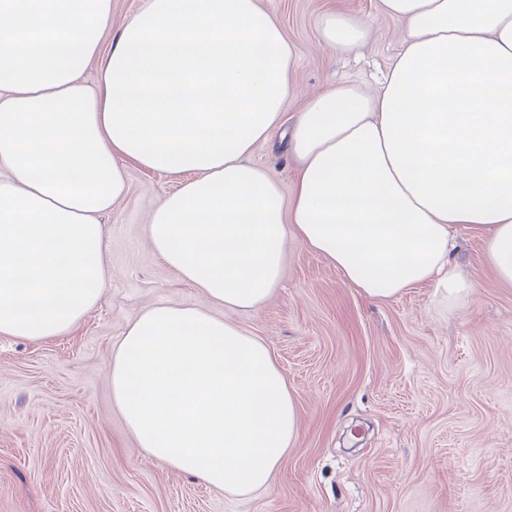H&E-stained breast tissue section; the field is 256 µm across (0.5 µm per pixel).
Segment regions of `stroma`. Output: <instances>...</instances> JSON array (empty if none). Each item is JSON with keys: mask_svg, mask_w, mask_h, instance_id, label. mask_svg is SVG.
<instances>
[{"mask_svg": "<svg viewBox=\"0 0 512 512\" xmlns=\"http://www.w3.org/2000/svg\"><path fill=\"white\" fill-rule=\"evenodd\" d=\"M296 48L295 95L349 82L376 92L403 30L380 0H342L369 22L349 54L315 25L328 0H259ZM253 161L291 186L281 134ZM128 191L103 222L108 280L68 335L0 336V512H512V285L496 279L480 237L461 231L453 260L477 283L453 309L430 285L369 300L297 241L257 310L213 304L152 251L147 211L176 176L128 162ZM183 303L262 340L282 370L300 432L269 488L231 495L138 448L112 404L108 364L146 308Z\"/></svg>", "mask_w": 512, "mask_h": 512, "instance_id": "35a3bbf8", "label": "stroma"}]
</instances>
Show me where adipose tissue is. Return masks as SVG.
Here are the masks:
<instances>
[{
	"instance_id": "obj_1",
	"label": "adipose tissue",
	"mask_w": 512,
	"mask_h": 512,
	"mask_svg": "<svg viewBox=\"0 0 512 512\" xmlns=\"http://www.w3.org/2000/svg\"><path fill=\"white\" fill-rule=\"evenodd\" d=\"M406 33L381 89L313 95L289 129L291 189L255 164L294 94V44L258 0H144L112 46V0H0V335L62 336L108 278L104 214L127 162L182 176L145 234L181 279L258 308L286 244L366 297L429 283L451 306L476 283L452 264L483 236L512 284V0H380ZM369 24L327 10L317 37L350 51ZM98 61L100 80L81 73ZM112 402L138 447L234 494L269 486L299 435L269 350L197 307L157 304L112 351Z\"/></svg>"
}]
</instances>
